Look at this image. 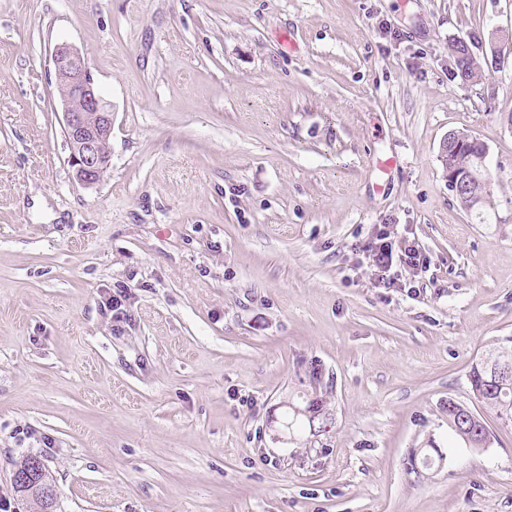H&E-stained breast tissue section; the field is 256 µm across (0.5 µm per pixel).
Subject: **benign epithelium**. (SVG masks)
Returning <instances> with one entry per match:
<instances>
[{
	"label": "benign epithelium",
	"instance_id": "benign-epithelium-1",
	"mask_svg": "<svg viewBox=\"0 0 512 512\" xmlns=\"http://www.w3.org/2000/svg\"><path fill=\"white\" fill-rule=\"evenodd\" d=\"M55 87L63 105V136L69 149L68 164L74 182L92 187L101 182L112 164V106L105 101L91 75L87 57L68 43L55 45L51 54ZM460 152L471 154L477 163L473 170L445 168L448 187L455 195L479 205L474 191L486 170L487 147L478 138L450 133L440 146V158Z\"/></svg>",
	"mask_w": 512,
	"mask_h": 512
}]
</instances>
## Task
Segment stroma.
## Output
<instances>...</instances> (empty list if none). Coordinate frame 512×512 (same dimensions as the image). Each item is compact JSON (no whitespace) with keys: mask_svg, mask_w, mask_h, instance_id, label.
<instances>
[{"mask_svg":"<svg viewBox=\"0 0 512 512\" xmlns=\"http://www.w3.org/2000/svg\"><path fill=\"white\" fill-rule=\"evenodd\" d=\"M512 0H0V501L54 512H512V423L468 375L512 336ZM471 40L476 82L449 71ZM113 113L71 178L51 51ZM488 147L481 213L448 133ZM428 256L376 287L352 243ZM126 293L115 318L105 300ZM330 415L284 444L302 396ZM489 447L448 425L449 400ZM440 449L430 468L412 454ZM17 469L40 471L41 473L38 475V478L42 477L43 479L37 483L36 486H33L31 482L27 487L24 485H18L13 481L15 491L39 500L43 511H47L49 508H52L51 504H53L54 497L46 494V491L51 490V483H49L50 479L44 464L36 457H27Z\"/></svg>","mask_w":512,"mask_h":512,"instance_id":"stroma-1","label":"stroma"}]
</instances>
